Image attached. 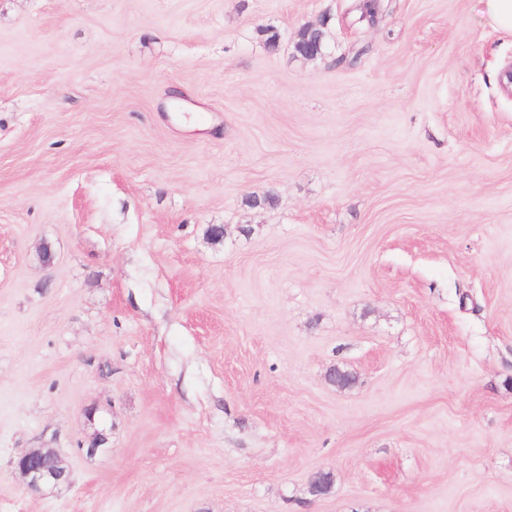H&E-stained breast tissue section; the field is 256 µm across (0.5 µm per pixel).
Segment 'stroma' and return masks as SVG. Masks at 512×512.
I'll list each match as a JSON object with an SVG mask.
<instances>
[{"mask_svg": "<svg viewBox=\"0 0 512 512\" xmlns=\"http://www.w3.org/2000/svg\"><path fill=\"white\" fill-rule=\"evenodd\" d=\"M359 3L0 0V512H512V33ZM14 466L27 488L33 492L47 486H58L68 480L67 469L57 454L49 449H31L20 455Z\"/></svg>", "mask_w": 512, "mask_h": 512, "instance_id": "1", "label": "stroma"}]
</instances>
